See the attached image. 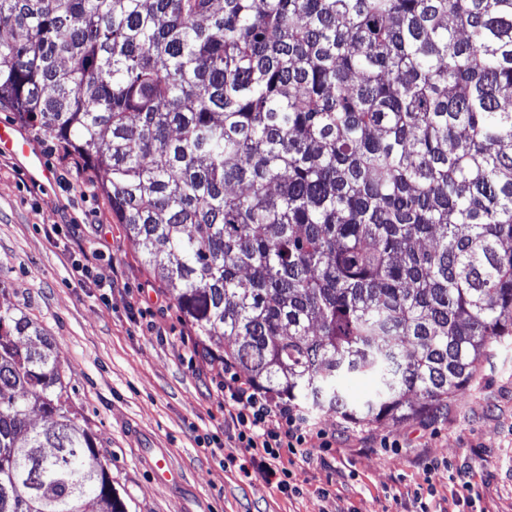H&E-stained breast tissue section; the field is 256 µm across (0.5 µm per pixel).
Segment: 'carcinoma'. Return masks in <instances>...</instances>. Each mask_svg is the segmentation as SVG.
<instances>
[{
  "mask_svg": "<svg viewBox=\"0 0 512 512\" xmlns=\"http://www.w3.org/2000/svg\"><path fill=\"white\" fill-rule=\"evenodd\" d=\"M0 19V101L107 171L142 263L260 386L418 416L512 338V0H0ZM349 375L375 397L350 401ZM74 417L52 344L0 309V512H125ZM343 387L353 401L362 403L372 397L376 383L371 377L353 375L343 381Z\"/></svg>",
  "mask_w": 512,
  "mask_h": 512,
  "instance_id": "1",
  "label": "carcinoma"
}]
</instances>
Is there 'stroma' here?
I'll return each instance as SVG.
<instances>
[{"mask_svg":"<svg viewBox=\"0 0 512 512\" xmlns=\"http://www.w3.org/2000/svg\"><path fill=\"white\" fill-rule=\"evenodd\" d=\"M49 171L31 178L0 151V307L26 315L53 345L76 413L126 512H415L433 483L438 512H512V343L494 346L466 386L433 412L352 422L312 412L330 448L295 461L285 495L229 461L224 366L202 354L228 344L192 336L171 288L147 269L103 190L104 172L75 170L60 142L0 105ZM59 225L55 235L44 227ZM91 285L80 287L81 267ZM391 447H384V440ZM335 458L334 468L321 458ZM442 460L435 473L428 462ZM177 475L157 481V463ZM470 471L474 506L458 502L449 471Z\"/></svg>","mask_w":512,"mask_h":512,"instance_id":"1","label":"stroma"}]
</instances>
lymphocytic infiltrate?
<instances>
[{"instance_id":"lymphocytic-infiltrate-1","label":"lymphocytic infiltrate","mask_w":512,"mask_h":512,"mask_svg":"<svg viewBox=\"0 0 512 512\" xmlns=\"http://www.w3.org/2000/svg\"><path fill=\"white\" fill-rule=\"evenodd\" d=\"M224 419L234 429L233 441L241 452L244 476L281 493H295L291 472L280 457L285 449L304 455L313 438L300 411L273 391L234 373L224 382Z\"/></svg>"}]
</instances>
